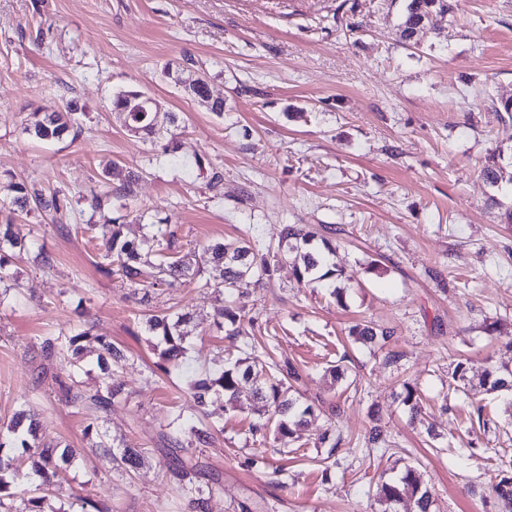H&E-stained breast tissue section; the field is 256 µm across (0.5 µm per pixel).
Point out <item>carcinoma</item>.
<instances>
[{"mask_svg": "<svg viewBox=\"0 0 512 512\" xmlns=\"http://www.w3.org/2000/svg\"><path fill=\"white\" fill-rule=\"evenodd\" d=\"M448 10V0H409L404 20L401 24V36L411 39L417 26L425 23L435 26L437 15ZM129 131L148 136L168 132L164 124H173L176 116L166 112L158 117L154 112H127L124 116ZM80 113L72 105L60 109H46L31 112L24 123L22 132L40 141H59L65 137L78 135ZM139 180L136 173L128 174L123 183L113 190V196L128 200L135 195V186ZM4 192L12 211H24L30 207L46 213L59 214L67 209V197L60 191H45L34 183L23 180L10 181L4 185ZM89 231L98 235L104 249V263L99 270L105 276L117 273L131 288H148L160 281L193 282L208 275L205 286L224 295V305L216 311V325L232 327L230 335L239 336V317L236 312L237 299L251 287L263 281L272 280L282 263L294 267L298 281H304L320 266L316 252L310 249L314 234L297 227L287 225L282 232V241L275 247L254 248L246 236L216 242L207 245L202 252H189L182 256L172 255L174 234L163 231L159 224L146 225V232L138 240H129L123 236L122 225L117 217H104V222L89 226ZM0 243L9 245L11 253L0 249V302L19 288L15 273L10 271L12 260L29 251L27 243L16 236L12 230V221L0 224ZM190 320V313L177 314L172 319L167 314H150L146 317L149 331L159 337L154 346L158 361L150 373L160 371L169 374L181 367L186 353V331L184 325ZM351 335L363 344L385 345L393 336L387 328H377L370 324H357L351 329ZM92 340L98 345L96 368L99 384L95 391L81 389L79 377L84 372V342ZM39 351L48 360L66 359L71 369L62 378L55 377L56 383L65 400L80 407L88 416L85 427L87 437H95L91 444L95 454L112 462L120 461L128 467L138 465L140 455L134 448H125L121 455L113 452V444L107 434L101 432L99 420L101 414L122 400V391L111 383L112 373L126 361L123 351L112 344L106 336H94L91 329H82L76 333L44 336L39 342ZM297 380L299 374L293 366L283 369L270 353L265 360H254L248 364L237 361L224 366L216 374L194 379L189 392L200 413H205L209 404L224 396L246 398L262 404L263 407L278 415L275 421V433L280 440L289 439L304 418L314 414L313 407L301 406L283 390V376ZM485 381L492 391H511L512 372L497 374L486 373ZM8 438H0V449L20 448L22 456L30 462L33 471L47 480L67 469L73 462V450L58 443L42 442L34 423L27 421L24 413H17L7 427ZM171 450L183 451L187 448H199L209 444L211 426L200 417H185L181 414L173 417L163 433ZM12 466V460L0 455V512H43V504L49 489L44 485L36 486L43 491L41 496H30L28 492L13 491L5 472ZM170 477L180 486L188 505L195 510L205 509L204 498L194 483L196 465L191 460L176 458V464L169 469ZM493 493L512 512V473L499 471L491 482ZM379 496L385 501L400 505L406 501L413 504L416 512H429L430 495L422 488L420 475L416 468L405 467L401 476L378 488Z\"/></svg>", "mask_w": 512, "mask_h": 512, "instance_id": "1", "label": "carcinoma"}]
</instances>
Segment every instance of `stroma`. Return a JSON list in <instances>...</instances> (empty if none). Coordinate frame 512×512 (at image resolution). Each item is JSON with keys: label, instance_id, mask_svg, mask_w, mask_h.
<instances>
[{"label": "stroma", "instance_id": "1", "mask_svg": "<svg viewBox=\"0 0 512 512\" xmlns=\"http://www.w3.org/2000/svg\"><path fill=\"white\" fill-rule=\"evenodd\" d=\"M407 0H0V182L60 190L66 214H20L14 230L49 251L53 269L15 260L20 287L0 303V428L18 409L45 439L80 449L46 504L82 512H189L168 475L159 434L195 415L191 379L272 350L291 361L302 401L318 407L289 444L275 441L252 401L214 405L210 445L189 449L207 512H410L376 489L416 466L431 512H500L490 488L512 470V396L485 391V369H512V0H448L436 29L400 36ZM205 75L216 116L165 77ZM156 95L176 113L177 153L129 132L115 92ZM76 102V139L21 132L32 111ZM497 183L482 175L495 151ZM117 172L104 176L106 165ZM138 169L126 208H90ZM125 214L124 233L168 219L181 251L236 238L277 244L286 225L332 241L338 277L298 283L291 265L241 299L242 335L217 329L219 297L202 281L152 288L155 311H190L181 369L152 376L155 357L138 297L96 265L87 225ZM346 290L336 302L334 287ZM368 321L385 346L352 340ZM129 362L112 381L124 399L100 421L141 464H103L85 416L62 401L41 337L80 324ZM470 361L467 388L451 378ZM344 370L333 380L331 366ZM422 399L411 415L400 394ZM386 438L369 449L373 423ZM341 437L338 448L323 435Z\"/></svg>", "mask_w": 512, "mask_h": 512}]
</instances>
